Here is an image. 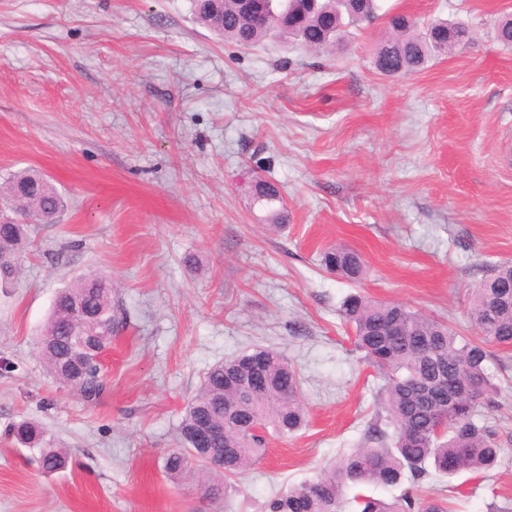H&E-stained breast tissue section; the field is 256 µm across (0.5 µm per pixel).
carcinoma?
Returning <instances> with one entry per match:
<instances>
[{"mask_svg": "<svg viewBox=\"0 0 512 512\" xmlns=\"http://www.w3.org/2000/svg\"><path fill=\"white\" fill-rule=\"evenodd\" d=\"M196 20L222 39L243 49L269 39L291 40L309 51L336 50L351 30L379 18V0H322L319 9L306 12L301 28L279 31L256 27L240 17L238 0H194ZM390 34L377 44L376 68L385 75H406L428 61L448 54L469 30L444 20L423 32L402 15L390 17ZM271 185L254 187V202L267 210L278 229L287 220L282 199ZM0 202L10 213L0 215V256L16 258L29 244L28 225L55 224L65 209L57 188L41 173L28 169L0 181ZM326 270L358 282L366 273L362 256L343 245L322 254ZM82 302L112 328V284L103 275L82 277L56 296L38 344V354L55 379L78 389L86 399L97 394V376L88 363L110 344V337L82 347L68 331L72 302ZM470 318L478 336H463L447 322L395 302L351 295L341 315L349 325L356 347L365 353L382 384L380 407L369 425L364 446L339 456L317 478L291 486L267 503V512H343L346 491L357 489L353 502L358 512H445L437 503L423 502L410 492L386 502L364 494L368 486H395L404 481L418 488L430 470L453 476L488 472L501 462L496 431L475 420L478 407L494 388L487 363L491 347H512V263L492 270L468 297ZM253 358L263 360L264 392L246 400L237 378ZM215 425L239 421L245 428H228L211 445L207 456L195 454L187 435L199 422ZM306 421L301 377L282 353L256 347L212 365L198 393L182 414L180 445L166 452L164 470L176 481H192L214 501L238 491L232 480L252 468L264 455L267 435L288 436ZM15 441L39 453L47 472L65 468L68 454L55 446L36 423L22 420L11 429Z\"/></svg>", "mask_w": 512, "mask_h": 512, "instance_id": "carcinoma-1", "label": "carcinoma"}]
</instances>
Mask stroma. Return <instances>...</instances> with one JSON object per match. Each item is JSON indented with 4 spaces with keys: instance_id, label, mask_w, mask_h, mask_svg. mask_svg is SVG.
I'll return each instance as SVG.
<instances>
[{
    "instance_id": "35a3bbf8",
    "label": "stroma",
    "mask_w": 512,
    "mask_h": 512,
    "mask_svg": "<svg viewBox=\"0 0 512 512\" xmlns=\"http://www.w3.org/2000/svg\"><path fill=\"white\" fill-rule=\"evenodd\" d=\"M380 5L471 38L387 76L372 51L382 19L327 56L224 42L193 0H0V176L38 170L66 201L58 223L31 225L0 288V512H266L362 445L377 414L346 296L474 335L470 290L512 261V47L493 30L512 0ZM259 178L280 192L282 230L253 202ZM334 244L362 256L361 281L322 266ZM92 273L112 281V346L89 401L45 371L36 342L57 293ZM254 346L297 366L306 424L207 503L163 456L204 373ZM489 368L478 419L503 460L428 476L419 491L446 512H512V348ZM22 419L68 450L65 470L18 447Z\"/></svg>"
}]
</instances>
